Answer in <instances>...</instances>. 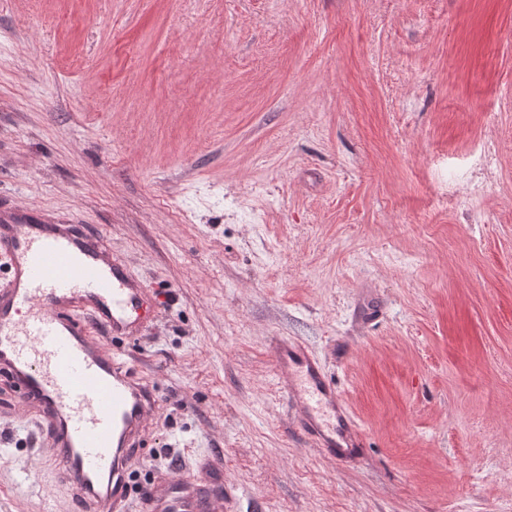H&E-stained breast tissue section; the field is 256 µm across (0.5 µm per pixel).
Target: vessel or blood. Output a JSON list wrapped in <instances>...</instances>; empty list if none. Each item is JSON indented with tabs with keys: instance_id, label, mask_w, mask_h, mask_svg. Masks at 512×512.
I'll list each match as a JSON object with an SVG mask.
<instances>
[{
	"instance_id": "1",
	"label": "vessel or blood",
	"mask_w": 512,
	"mask_h": 512,
	"mask_svg": "<svg viewBox=\"0 0 512 512\" xmlns=\"http://www.w3.org/2000/svg\"><path fill=\"white\" fill-rule=\"evenodd\" d=\"M0 257L8 274L0 283V376L47 438L54 476L76 512H215L224 472L211 460L204 476H164L130 491L160 398L118 342L155 308L106 234L15 205L0 209ZM272 351L308 442L339 462L355 457L361 433L322 362L288 338Z\"/></svg>"
}]
</instances>
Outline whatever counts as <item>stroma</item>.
Segmentation results:
<instances>
[{
	"label": "stroma",
	"mask_w": 512,
	"mask_h": 512,
	"mask_svg": "<svg viewBox=\"0 0 512 512\" xmlns=\"http://www.w3.org/2000/svg\"><path fill=\"white\" fill-rule=\"evenodd\" d=\"M2 198L160 300L125 342L161 400L133 488L207 455L239 512H512V0H0ZM278 336L352 462L298 432ZM15 399L0 512H71ZM272 351L277 370L287 376L284 397L308 442L337 462L355 457L363 448L361 433L322 362L308 346L288 338L276 339Z\"/></svg>",
	"instance_id": "1"
}]
</instances>
